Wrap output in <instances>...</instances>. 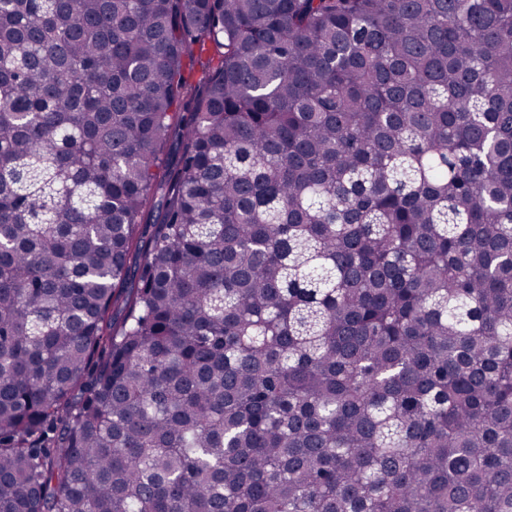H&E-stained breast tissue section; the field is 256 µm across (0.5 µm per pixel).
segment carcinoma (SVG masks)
Returning a JSON list of instances; mask_svg holds the SVG:
<instances>
[{
	"instance_id": "carcinoma-1",
	"label": "carcinoma",
	"mask_w": 512,
	"mask_h": 512,
	"mask_svg": "<svg viewBox=\"0 0 512 512\" xmlns=\"http://www.w3.org/2000/svg\"><path fill=\"white\" fill-rule=\"evenodd\" d=\"M0 512H512V0H0Z\"/></svg>"
}]
</instances>
